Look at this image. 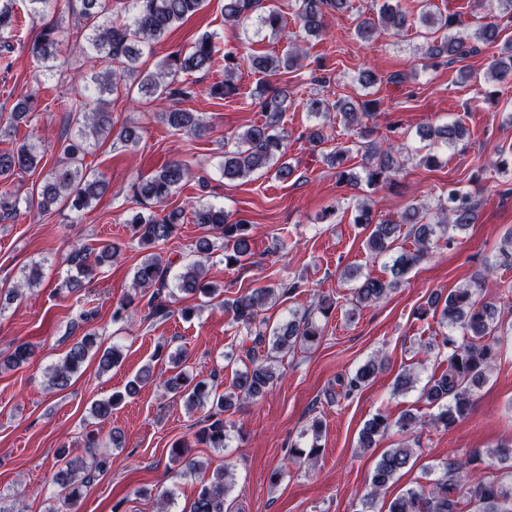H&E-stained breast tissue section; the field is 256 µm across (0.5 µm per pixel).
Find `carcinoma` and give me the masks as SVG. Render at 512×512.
<instances>
[{"label":"carcinoma","instance_id":"1","mask_svg":"<svg viewBox=\"0 0 512 512\" xmlns=\"http://www.w3.org/2000/svg\"><path fill=\"white\" fill-rule=\"evenodd\" d=\"M205 0H133L134 13L128 24L116 25L109 20L112 0H80L79 28L86 31L76 36V41H85L95 58L109 60L121 65L122 70L139 73L138 90L148 98L163 100L173 96L188 97L192 93L188 76L201 70L216 66L218 56L213 37L205 35L185 52L176 51L158 65L156 71L137 70L143 54V47L160 41L169 30L196 13ZM14 0H0V61H7L12 52L11 37L16 25L13 9ZM350 0H294L293 17L308 35L317 36L325 29L327 12L338 14L348 11ZM258 18L263 27L276 34L287 22L282 10L268 0H224V22L231 26H242L252 18ZM419 22L435 35L427 38L423 51L425 66L436 68L444 62L464 57L474 51L476 46L466 41L456 32L458 21L452 15H442L431 10L429 0H421ZM408 24V13L399 5L384 2L376 17L363 20L357 27V35L366 40L382 27L394 28L401 32ZM59 30L57 25L43 28L34 45V53L43 61L57 59ZM508 61L496 60L487 77L502 81L512 74V41L505 43ZM303 52L295 47L282 57L248 55L250 69L262 75L257 85L258 98L265 120L252 125L244 132L233 137V144L224 151L223 177L228 182L249 178L261 171H274L276 178L286 181L295 172V168L286 158L285 134L282 128L284 114L288 111V89L282 88L267 93L266 80L280 73L286 74L301 59ZM237 59L228 54L224 56V82L210 88V96L225 99L237 94L233 74L238 68ZM72 122L79 126L78 137L60 141V157L48 172L37 193L30 199L29 205L37 206L42 212L64 204L75 210L91 206L92 202L102 198L108 190V184L95 176L86 174L84 159L87 154V140L95 141L109 136L112 132V113L103 107H89V104L77 95L66 100ZM378 107V101H363L361 104L338 99L329 101L315 97L307 100L306 109L314 118H327L330 113H338L348 125H360L370 117ZM35 107L31 98L20 99L11 112L13 125L28 121ZM165 124L174 131L197 134L203 128L202 119L194 112L172 109L162 113ZM464 136L458 124H447L428 130L422 139L434 145L443 142L453 146ZM364 167L365 178L347 171L339 172V178L350 185L366 181L367 185L377 187L393 181L403 169L393 149L383 151L367 145ZM41 162L35 147L22 143L17 148L0 152V180L23 171L38 167ZM190 167L180 161L162 164L156 171L137 179L131 185L132 196L138 201L164 203L182 184L190 181ZM479 202L470 191L458 186L448 189L446 197L439 200L435 212L430 214L422 207H410L399 221L378 219L366 204H357L354 223L370 228L366 240L368 249L376 255H388L390 278L366 277L354 289L353 298L359 305L375 304L386 298L398 288L408 272L424 261L437 247V242L454 241L449 232L463 229L475 223ZM196 223L204 229L195 245L196 261L182 265L181 272L173 275V262L156 252V248L168 243L183 223V212L173 209L164 214L144 215L138 213L130 221V231L140 244L154 249L146 255L133 272V289L138 294L117 306L112 312V321L126 318V313L134 302L147 307L145 319L154 322L164 321L170 316V300L174 291L186 296L214 298L218 288L206 281V271L202 259L209 258L217 250V241H223L224 265L243 267L249 260L252 225L239 219L230 220V216L220 207L203 205L195 212ZM413 239L414 247L404 249L397 246L401 237ZM118 247L105 244L98 248L82 247L73 250L66 262L75 274L67 278L62 287L68 292L82 287L84 280L92 279L98 270L113 259ZM493 286V282L478 283L474 286L458 288L446 297L439 295L429 303V309L422 311L440 312L439 325L446 331L438 334L442 348L448 350L447 367L440 376L432 377L421 390V397L437 408L433 422L445 428L464 418L472 406L474 388L483 384L492 369V363L502 337L512 334V324L504 326L500 316L492 305L477 298L479 292ZM303 284L299 280H282L275 286H263L246 291L240 296L223 302L232 312L233 321L245 331L239 347L246 358L245 369L235 371L227 387L219 382V373L210 380H197L185 370L186 356L180 350L163 355L164 347H159L155 358L165 360L168 369L161 373L160 387L163 392L183 401L192 414L199 412L196 419L198 429L193 433L194 442L185 439L173 443L170 456L175 462H184L186 472L198 474L203 465L187 456L188 448L194 444L209 448H223L228 439L230 425L224 413L235 407L240 401L255 402L272 390L278 379L277 368L281 356L300 346L313 344L322 329L309 314L294 316L266 330L267 322L261 318L263 308L269 300L292 295ZM34 346L23 342L17 344L6 356L0 358V369H12L28 363L34 356ZM92 359L98 360V368L107 372L122 361L121 350L112 346L100 348L98 333L90 328L83 336L69 344V348L60 364L51 368L48 389L63 391L71 385L73 376L83 365ZM382 369V361L372 359L360 366L346 382L339 383L346 392L367 383ZM151 368L144 369L140 375L130 381L125 392L99 400L94 404L93 414L104 421L110 418L112 410L125 397L135 395L140 384L151 379ZM418 424V418L412 414L402 416L391 422L385 414L378 412L370 418L359 433V447H376L379 438L392 426L411 431ZM124 434L117 428L112 429L108 442H103L99 431L91 429L84 435L85 455L69 458L70 452L62 447L57 450L58 470L55 482L64 491V502L70 508H76L86 488L99 476L110 470L112 460L109 454L101 451L107 446L124 447ZM412 456L410 448H392L383 452L377 461L369 480V491L362 499L361 512H374L376 498L387 491L396 475L405 468ZM478 458L466 461H451L443 465L440 478L425 484L419 483L392 499L388 512H462L474 506V512H512V481L487 480L481 475L470 472L463 474L466 467ZM230 463H224V470L216 473L211 480H204L197 495L189 507V512H227L225 503L232 484L227 481Z\"/></svg>","mask_w":512,"mask_h":512}]
</instances>
